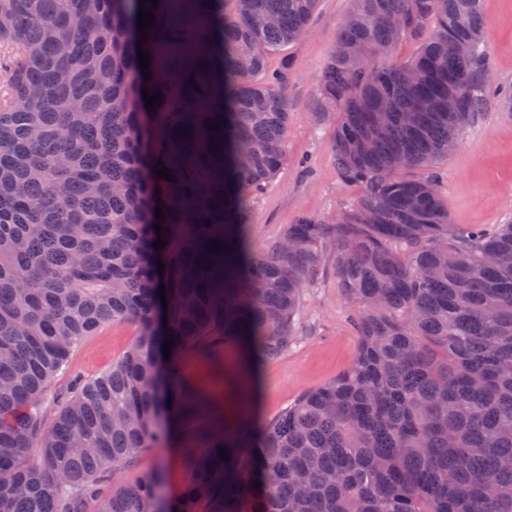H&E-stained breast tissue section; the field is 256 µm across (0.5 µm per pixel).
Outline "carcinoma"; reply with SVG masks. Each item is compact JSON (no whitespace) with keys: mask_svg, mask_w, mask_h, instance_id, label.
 <instances>
[{"mask_svg":"<svg viewBox=\"0 0 512 512\" xmlns=\"http://www.w3.org/2000/svg\"><path fill=\"white\" fill-rule=\"evenodd\" d=\"M316 3L0 0V512H512V223H451L433 172L490 105L480 0H355L317 116L359 194L255 251L245 197L283 163L290 111L268 57ZM329 271L360 308L351 365L259 429L210 404L186 359L279 356ZM111 321L136 326L127 350L62 390ZM161 446L188 471L178 498L155 470L101 487Z\"/></svg>","mask_w":512,"mask_h":512,"instance_id":"obj_1","label":"carcinoma"}]
</instances>
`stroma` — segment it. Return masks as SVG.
I'll return each mask as SVG.
<instances>
[{"label":"stroma","instance_id":"1","mask_svg":"<svg viewBox=\"0 0 512 512\" xmlns=\"http://www.w3.org/2000/svg\"><path fill=\"white\" fill-rule=\"evenodd\" d=\"M354 8L353 0H318L309 32L301 40L273 52L268 67L288 71L286 160L263 190L247 201L251 243L264 249L299 214L331 217L358 194L344 185L332 152L335 127L319 121L317 82L323 73L341 23ZM487 22L491 87L512 88V0H482ZM440 187L454 223L467 228L487 227L512 219V112L491 105L466 127L448 159L438 164ZM355 310L333 275L327 274L304 289L298 312L296 339L278 357L262 363L263 399L258 418L277 417L304 391L328 383L355 358L358 338ZM135 335L134 325L115 321L98 328L72 356V368L92 378L122 356ZM237 352L222 358L196 357L186 364L190 381L224 402L227 376L238 364ZM163 472L162 491L175 497L187 481L179 453L171 448L144 450L136 465L119 469L115 479L135 483L153 467Z\"/></svg>","mask_w":512,"mask_h":512}]
</instances>
